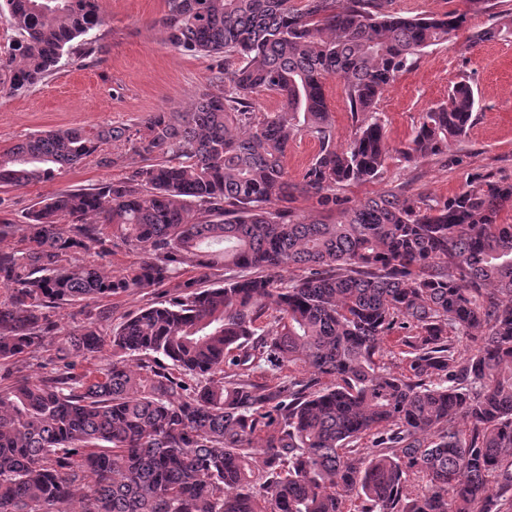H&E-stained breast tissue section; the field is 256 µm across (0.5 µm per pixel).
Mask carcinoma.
Segmentation results:
<instances>
[{
	"label": "carcinoma",
	"mask_w": 512,
	"mask_h": 512,
	"mask_svg": "<svg viewBox=\"0 0 512 512\" xmlns=\"http://www.w3.org/2000/svg\"><path fill=\"white\" fill-rule=\"evenodd\" d=\"M169 45L217 59L187 112L135 129L75 127L0 152V189L48 182L120 141L141 164L63 189L15 224L0 218V365L80 322L46 375L0 384V512H512V184L478 177L434 205L403 190L347 208L388 149L377 104L467 12L408 18L386 0H166ZM14 31L0 93L104 52L98 0H0ZM512 34V12L481 41ZM343 82L353 140L338 149L326 81ZM279 97L257 112L252 96ZM476 98L460 81L399 149L441 158ZM319 150L302 181L284 159ZM337 220L299 218L294 194ZM119 238L140 261H92ZM236 269L220 283L215 267ZM302 270L287 280L283 272ZM187 278H182V275ZM105 340L115 294L163 288ZM408 373L387 371L392 350ZM475 344L466 356L454 339ZM110 343L116 359L78 369ZM152 356L132 366L127 357ZM465 426H460V422ZM368 441L365 454L360 442ZM83 488L75 497L77 488ZM319 149L318 142L311 136L298 137L288 148L285 158V168L288 177L295 183L302 180V176Z\"/></svg>",
	"instance_id": "1"
}]
</instances>
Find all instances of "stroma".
Returning <instances> with one entry per match:
<instances>
[{"instance_id":"obj_1","label":"stroma","mask_w":512,"mask_h":512,"mask_svg":"<svg viewBox=\"0 0 512 512\" xmlns=\"http://www.w3.org/2000/svg\"><path fill=\"white\" fill-rule=\"evenodd\" d=\"M106 23L107 51L90 67L68 65L35 86L0 96V150L25 136L72 127L133 126L152 112H184L216 70L213 59L162 42L152 26L165 0H99ZM512 0H487L465 26L430 47L416 65L401 73L378 102L389 148L408 141L424 112L448 98V90L468 80L475 91V119L467 135L448 144L440 159L405 163L390 157L382 176L352 184L343 194L350 205L390 190L442 201L464 189L471 178L491 175L512 182V40L479 41L478 33L499 23ZM118 155L104 168L86 161L51 182L0 192V216L20 224L43 197L67 188H91L123 177L140 163L122 143L103 144ZM170 288H149L113 296L104 303L112 329L138 309L164 301Z\"/></svg>"}]
</instances>
